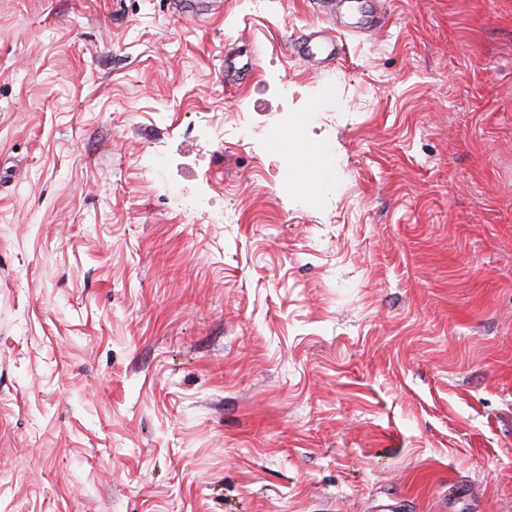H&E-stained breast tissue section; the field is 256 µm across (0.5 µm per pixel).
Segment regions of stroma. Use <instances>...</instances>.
<instances>
[{"label":"stroma","instance_id":"stroma-1","mask_svg":"<svg viewBox=\"0 0 512 512\" xmlns=\"http://www.w3.org/2000/svg\"><path fill=\"white\" fill-rule=\"evenodd\" d=\"M0 512H512V0H0ZM303 44H307L308 47L316 45L326 54V59L334 61L342 56L343 45L333 36H325L322 30L310 31Z\"/></svg>","mask_w":512,"mask_h":512}]
</instances>
